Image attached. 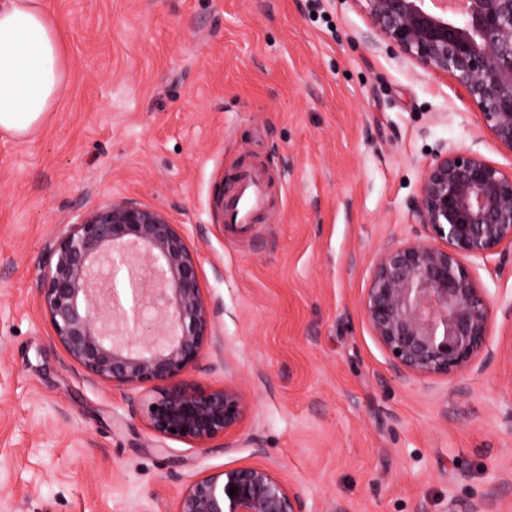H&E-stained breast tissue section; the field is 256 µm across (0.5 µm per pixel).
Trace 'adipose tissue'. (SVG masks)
<instances>
[{"mask_svg":"<svg viewBox=\"0 0 512 512\" xmlns=\"http://www.w3.org/2000/svg\"><path fill=\"white\" fill-rule=\"evenodd\" d=\"M63 77L56 25L41 0H0V131L28 137L51 111Z\"/></svg>","mask_w":512,"mask_h":512,"instance_id":"adipose-tissue-1","label":"adipose tissue"}]
</instances>
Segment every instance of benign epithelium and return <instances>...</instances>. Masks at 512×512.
<instances>
[{
	"label": "benign epithelium",
	"instance_id": "1",
	"mask_svg": "<svg viewBox=\"0 0 512 512\" xmlns=\"http://www.w3.org/2000/svg\"><path fill=\"white\" fill-rule=\"evenodd\" d=\"M364 2L372 30L452 77L512 153V0H455L452 11L446 0ZM415 211L428 239L377 252L361 310L399 373L447 376L474 365L486 346L492 309L469 265L512 256V174L451 151L425 172ZM49 256L42 309L90 379L162 389L142 403L158 436L205 448L238 428L237 384H173L199 365L215 334L198 258L163 210L106 200L67 225ZM177 512H304V504L273 470L246 465L190 483Z\"/></svg>",
	"mask_w": 512,
	"mask_h": 512
}]
</instances>
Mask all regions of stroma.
<instances>
[{
    "label": "stroma",
    "mask_w": 512,
    "mask_h": 512,
    "mask_svg": "<svg viewBox=\"0 0 512 512\" xmlns=\"http://www.w3.org/2000/svg\"><path fill=\"white\" fill-rule=\"evenodd\" d=\"M66 77L0 134V512H176L197 478L263 465L305 512H512V265L473 268L482 368L397 373L361 314L448 151L512 172L465 90L389 47L363 0H44ZM259 166L267 211L225 231L215 189ZM163 209L199 259L219 348L185 382L243 391L208 447L152 434L151 387L90 380L40 303L48 247L108 198Z\"/></svg>",
    "instance_id": "1"
}]
</instances>
